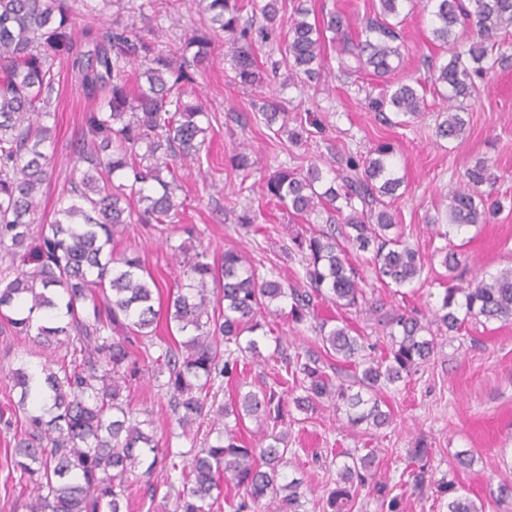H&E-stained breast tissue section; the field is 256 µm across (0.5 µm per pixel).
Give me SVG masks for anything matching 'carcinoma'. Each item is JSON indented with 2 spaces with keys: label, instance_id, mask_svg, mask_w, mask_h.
I'll use <instances>...</instances> for the list:
<instances>
[{
  "label": "carcinoma",
  "instance_id": "1",
  "mask_svg": "<svg viewBox=\"0 0 512 512\" xmlns=\"http://www.w3.org/2000/svg\"><path fill=\"white\" fill-rule=\"evenodd\" d=\"M76 2L0 0V253L11 259L0 274V324L46 349L70 354L37 366L43 378L39 402L32 369L22 365L11 371L26 423L14 449L16 470L29 482L26 508L124 512V480L137 471L138 478L149 481L164 463L184 478L175 512H214L221 499L224 512H244L260 502L265 512H308L300 492L303 481L282 472L293 454L285 428L288 389L249 390L218 407L212 419L215 443L186 462L185 453L161 445L151 413L133 408L123 395L140 373L133 345L153 344L162 313L181 336L153 359V377H166L159 387L186 435L210 415L208 396L218 378L263 358V313L276 314L288 304L295 323L314 320L311 329L326 353L358 369L352 380L335 384L319 359L299 353L283 358L280 369L302 391L293 398L295 407L313 411L326 400L345 415L348 427L381 428L390 423L381 395L430 361L438 333L457 334L473 320L512 321V267L468 279L457 249L444 245L426 256L407 243L382 202L402 185L390 162L393 148L382 143L365 157L341 159L327 186L314 163L305 171L280 167L261 186L263 195L292 214L308 218L320 208L337 214L316 232L292 235L284 247L288 257L298 258L303 287L259 276L251 257L235 249L224 250L216 266L206 252L192 253L179 244L170 246L171 260L182 267L184 280L168 295L166 310L155 308L158 284L136 252L115 251V237L129 224H150L163 234L181 221L175 162L199 159L211 127L207 107L186 98L185 85L191 70L209 63L224 34L233 37L234 80L249 87L262 83L254 38L239 25L250 0H192L207 28L184 37L174 51L156 48L119 13L109 28L92 21L78 24ZM376 2L379 8L357 41L349 36L343 14L311 21L310 9L299 2L287 16L281 0H265L259 7L265 22L259 34L266 40L278 26H287L275 68H285L291 84L321 77L328 32L342 71L370 68L384 78L401 58L398 18L416 0ZM424 8L431 15L433 41L449 54L434 76V86L448 102L435 135L457 140L467 127L465 102L477 97L479 81L512 49V0H425ZM463 31L474 39L459 51ZM65 69L77 75L97 106L85 117L78 157L69 171L71 203L40 223V189L55 166L54 156L46 153L54 139L47 119ZM425 95V86L401 83L368 96V107L391 112L404 125L422 112ZM253 109L254 119L274 134H285L294 144L302 140L303 125L289 127L297 118L288 117L275 98L262 97ZM493 167L484 159L465 172L448 196V224L433 220L437 238L446 241L453 232L496 217L501 206L487 205L479 192L496 180ZM259 217L249 210L238 222L257 234L269 233ZM350 246L370 253L367 263L376 281L395 296L437 261L448 271V285L431 318L396 306L377 320L388 338L379 356L349 325L317 320L323 302L368 320L378 314L362 273L348 258ZM246 418L264 424V444L257 448L237 435ZM339 456L336 487L322 512H346L365 488L386 512H400L396 485L410 483L422 493L434 482L440 496H448L447 512H484L454 480L434 481L432 449L422 442L410 450L396 485L378 471L376 454L345 451ZM226 474L241 495L222 497Z\"/></svg>",
  "mask_w": 512,
  "mask_h": 512
}]
</instances>
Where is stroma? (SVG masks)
<instances>
[{
    "instance_id": "35a3bbf8",
    "label": "stroma",
    "mask_w": 512,
    "mask_h": 512,
    "mask_svg": "<svg viewBox=\"0 0 512 512\" xmlns=\"http://www.w3.org/2000/svg\"><path fill=\"white\" fill-rule=\"evenodd\" d=\"M134 7L132 20L144 32L153 33L158 45L201 28L199 16L182 8L178 19L155 15L149 0H130ZM402 58L398 68L387 79L369 72L353 75L333 69L319 85L285 86V71H272L271 58L277 57L275 42H258L253 46L264 78L259 87H243L230 79V62L225 45H218L206 68L193 71L186 86L208 105L214 120L206 144L196 161L178 166L180 187L176 192L182 204V225L171 227L169 236H161L151 225L132 224L118 249L138 247L145 266L168 293L181 277L178 267L169 259L170 244L206 250L209 261H220L225 249L235 248L258 258V273L277 268L289 285L299 286L302 269L297 262L285 258L282 247L298 229H318L325 217L307 219L289 214L280 204L262 195L261 177L280 166H309L324 163L334 153L367 154L379 142L394 147L392 162L404 183L397 198L388 207L403 225L406 240L431 253L440 246L427 225L429 216L444 210L448 193L460 177L478 160L495 161L499 178L491 187V196L505 202L497 218L490 224L470 227L460 237L461 252L469 272L492 274L512 265V94L505 93L503 82L512 75V59L496 65L481 84L479 96L468 110L469 124L462 137L448 142L436 139L434 126L446 104L428 97L427 108L405 125L385 122L379 112L366 107L368 93H379L382 83L430 84L433 73L446 56L432 39L430 16L415 8L403 24ZM276 95L289 113L314 118L306 143L292 145L279 141L253 117L251 103L263 95ZM74 75L63 79L56 100L55 139L51 149L56 170L42 186L40 213L52 220L60 204L68 202L64 178L75 161L72 141L81 133L84 116L94 109ZM249 146L257 161L250 177L232 169L229 158ZM253 183V190H241L242 179ZM261 211L266 223L278 231L270 236L256 235L242 229L238 212L244 208ZM272 337L261 346L262 354H270L275 342H282L287 353L319 351L314 332L293 324L287 315L265 317ZM159 346L135 349L141 376L131 390L134 406L151 411L159 436L168 438L173 450L200 449L212 443L207 428L182 435L171 424L166 412L167 398L147 371ZM31 340L0 331V413L7 409L8 373L21 363L48 359ZM274 376L270 364L254 362L244 373L223 379L214 386L216 404L230 402L239 385L256 390L272 386ZM383 401L393 415L389 426L351 432L343 425L342 415L329 404L316 411L302 413L290 410L288 420L290 442L297 458L286 471L302 477L309 500H316L334 487L339 452L350 449L376 448L380 451L381 472L398 478L407 455L418 440H425L435 452L437 475L455 470L457 481L472 500L484 503L486 512H512V495H500L499 487L512 483V321L470 323L460 339H440L430 362L413 375L399 391L384 394ZM15 428L0 424V512H26L28 489L11 463ZM469 451L474 457L471 467L455 469L458 452ZM157 492H150L144 481L128 478V512H174L173 499L166 496L167 483H181L179 473L157 470Z\"/></svg>"
}]
</instances>
